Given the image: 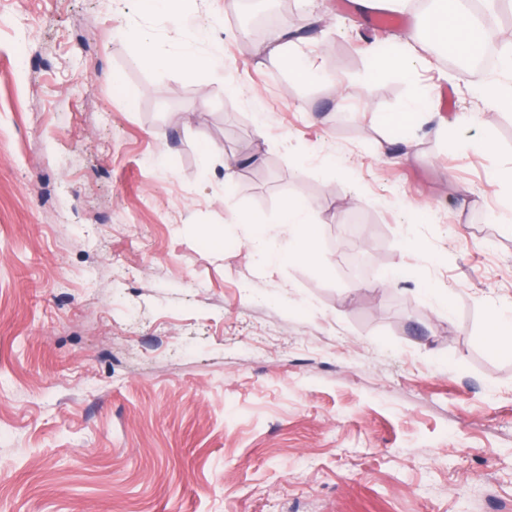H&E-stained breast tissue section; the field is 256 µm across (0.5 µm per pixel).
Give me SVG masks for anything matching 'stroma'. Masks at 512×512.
<instances>
[{
	"label": "stroma",
	"mask_w": 512,
	"mask_h": 512,
	"mask_svg": "<svg viewBox=\"0 0 512 512\" xmlns=\"http://www.w3.org/2000/svg\"><path fill=\"white\" fill-rule=\"evenodd\" d=\"M333 2L288 10L330 30L297 45L327 80L300 81L242 2L0 0V512H512V355L486 341L512 306L488 178L512 112L443 59L372 71L358 42L427 31ZM134 28L220 46L221 77L151 67ZM291 198L312 255L260 270L225 221L275 231Z\"/></svg>",
	"instance_id": "35a3bbf8"
}]
</instances>
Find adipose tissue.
<instances>
[{"label": "adipose tissue", "instance_id": "adipose-tissue-1", "mask_svg": "<svg viewBox=\"0 0 512 512\" xmlns=\"http://www.w3.org/2000/svg\"><path fill=\"white\" fill-rule=\"evenodd\" d=\"M428 16L432 24V44L458 52H471L473 47L485 41L499 38L496 27L475 21L470 13L452 9L448 0H431ZM140 50L147 62L157 68L179 66L186 74L192 75L201 70L219 69L217 54L198 55L184 51L175 55L156 50L154 39L147 31H139L136 37ZM312 207L301 199L288 202L279 221L278 236L284 242V250H274L263 231L251 234L248 246L260 267L266 268L288 258L308 257V241L311 235Z\"/></svg>", "mask_w": 512, "mask_h": 512}]
</instances>
